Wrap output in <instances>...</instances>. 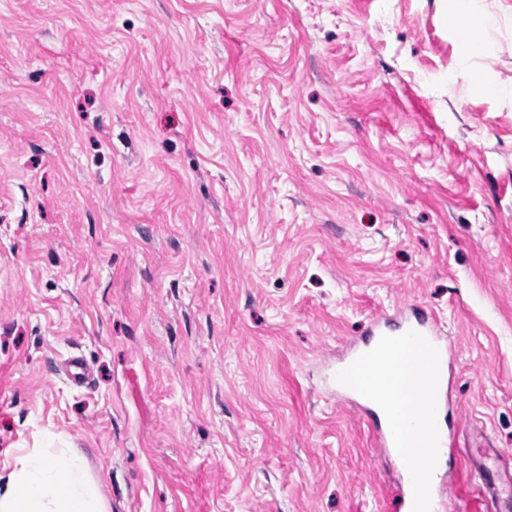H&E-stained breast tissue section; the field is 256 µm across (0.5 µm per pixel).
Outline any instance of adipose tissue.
I'll return each mask as SVG.
<instances>
[{"instance_id": "1", "label": "adipose tissue", "mask_w": 512, "mask_h": 512, "mask_svg": "<svg viewBox=\"0 0 512 512\" xmlns=\"http://www.w3.org/2000/svg\"><path fill=\"white\" fill-rule=\"evenodd\" d=\"M458 24L479 32V39L460 40L464 60L493 54L486 34L495 23L478 0H465L456 14ZM0 512H107L103 497L93 490L81 461L64 448H41L17 459L0 492Z\"/></svg>"}]
</instances>
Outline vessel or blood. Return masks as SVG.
Here are the masks:
<instances>
[{"mask_svg":"<svg viewBox=\"0 0 512 512\" xmlns=\"http://www.w3.org/2000/svg\"><path fill=\"white\" fill-rule=\"evenodd\" d=\"M370 339L337 362L331 381L342 401L374 419V441L396 463L384 512H440L443 490L427 470L425 448L448 444V341L438 319L414 307L400 319L376 321ZM416 357L414 385L401 381L405 360ZM459 493L467 512H512V491L501 494L487 466L463 471Z\"/></svg>","mask_w":512,"mask_h":512,"instance_id":"b4317fda","label":"vessel or blood"}]
</instances>
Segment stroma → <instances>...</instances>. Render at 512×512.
Wrapping results in <instances>:
<instances>
[{"label":"stroma","mask_w":512,"mask_h":512,"mask_svg":"<svg viewBox=\"0 0 512 512\" xmlns=\"http://www.w3.org/2000/svg\"><path fill=\"white\" fill-rule=\"evenodd\" d=\"M0 0V491L80 456L108 512H379L328 365L415 305L452 447L512 476V0ZM82 357L90 384L65 376ZM479 2L462 1L464 5L456 14L457 25L468 24L476 32L483 34V38L479 37L473 41L459 39L460 55L466 61L476 56H489L494 52V45L486 38V34L494 26L495 20L480 7Z\"/></svg>","instance_id":"stroma-1"}]
</instances>
